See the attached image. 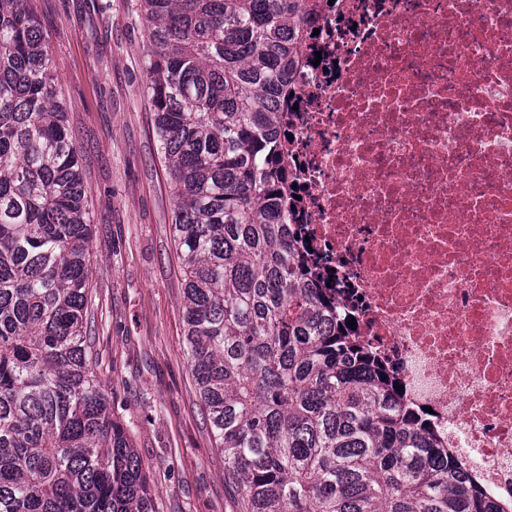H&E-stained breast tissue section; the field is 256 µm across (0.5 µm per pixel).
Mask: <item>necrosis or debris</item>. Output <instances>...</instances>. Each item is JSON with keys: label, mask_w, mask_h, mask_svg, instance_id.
I'll list each match as a JSON object with an SVG mask.
<instances>
[{"label": "necrosis or debris", "mask_w": 512, "mask_h": 512, "mask_svg": "<svg viewBox=\"0 0 512 512\" xmlns=\"http://www.w3.org/2000/svg\"><path fill=\"white\" fill-rule=\"evenodd\" d=\"M290 75L289 233L406 400L512 496V0H335Z\"/></svg>", "instance_id": "obj_1"}]
</instances>
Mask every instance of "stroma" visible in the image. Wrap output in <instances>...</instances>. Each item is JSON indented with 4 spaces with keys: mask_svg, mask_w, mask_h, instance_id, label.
I'll list each match as a JSON object with an SVG mask.
<instances>
[{
    "mask_svg": "<svg viewBox=\"0 0 512 512\" xmlns=\"http://www.w3.org/2000/svg\"><path fill=\"white\" fill-rule=\"evenodd\" d=\"M92 220L94 364L158 512H242L186 357L173 199L146 100L139 0H37Z\"/></svg>",
    "mask_w": 512,
    "mask_h": 512,
    "instance_id": "stroma-1",
    "label": "stroma"
}]
</instances>
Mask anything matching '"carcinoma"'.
Returning <instances> with one entry per match:
<instances>
[{
	"mask_svg": "<svg viewBox=\"0 0 512 512\" xmlns=\"http://www.w3.org/2000/svg\"><path fill=\"white\" fill-rule=\"evenodd\" d=\"M318 0H141L189 366L245 512H512L287 232L280 103ZM90 211L35 0H0V512H156L87 343Z\"/></svg>",
	"mask_w": 512,
	"mask_h": 512,
	"instance_id": "1",
	"label": "carcinoma"
}]
</instances>
